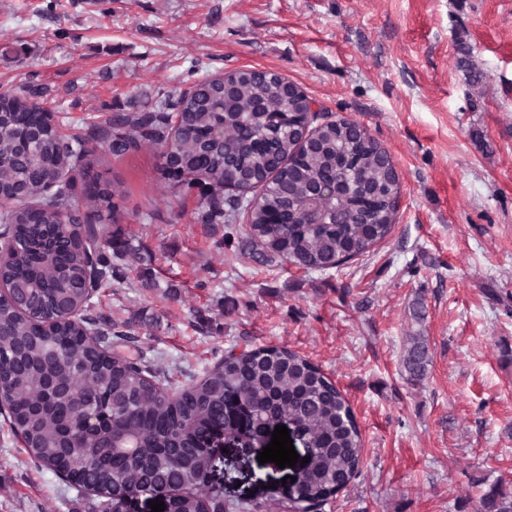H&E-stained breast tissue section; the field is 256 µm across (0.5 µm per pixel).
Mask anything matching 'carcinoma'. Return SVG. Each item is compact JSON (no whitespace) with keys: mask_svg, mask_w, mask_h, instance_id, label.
Masks as SVG:
<instances>
[{"mask_svg":"<svg viewBox=\"0 0 512 512\" xmlns=\"http://www.w3.org/2000/svg\"><path fill=\"white\" fill-rule=\"evenodd\" d=\"M0 93V224L14 240L0 280L18 300L0 303V413L34 464L75 488L92 489L96 512H121L126 498H164L165 512H230L224 485L210 480L206 444L233 433L227 406L252 416L253 429L294 426L307 439L294 507L320 512L359 474L362 437L343 393L314 363L284 347L227 351L199 381L169 389L163 372L120 350L129 339L112 324V343L95 345L96 320L57 319L90 301L86 269L100 277L126 265L119 186L102 180L92 128L72 140L34 101ZM308 97L271 71L240 69L163 94L113 119L108 150L117 157L159 151L164 178L189 192L198 177L197 219L227 228V244L258 262L277 259L307 273L366 253L394 227L399 178L388 151L360 123L316 120L303 136ZM82 178L75 191L74 174ZM336 184L323 193L321 185ZM261 188L245 232L242 197H219L224 184ZM76 220L111 223L112 234L87 252ZM432 364L428 338L403 348L407 380L420 384ZM476 512H512V488L489 484Z\"/></svg>","mask_w":512,"mask_h":512,"instance_id":"obj_1","label":"carcinoma"}]
</instances>
